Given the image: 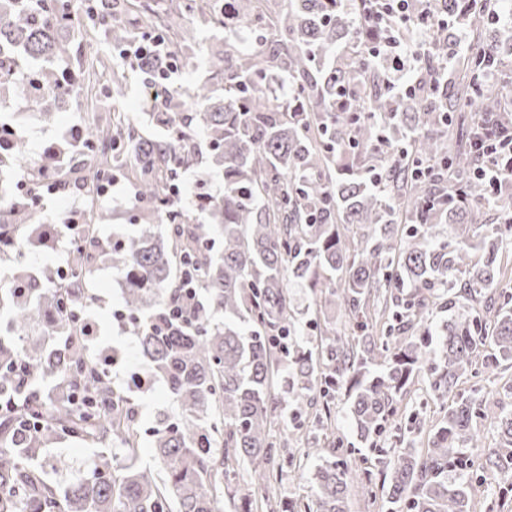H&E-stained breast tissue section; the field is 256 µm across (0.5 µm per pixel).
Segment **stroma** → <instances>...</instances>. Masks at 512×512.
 Returning <instances> with one entry per match:
<instances>
[{
	"instance_id": "obj_1",
	"label": "stroma",
	"mask_w": 512,
	"mask_h": 512,
	"mask_svg": "<svg viewBox=\"0 0 512 512\" xmlns=\"http://www.w3.org/2000/svg\"><path fill=\"white\" fill-rule=\"evenodd\" d=\"M189 28L194 34L189 42L187 52L195 56V66L179 69L171 78L175 87H190L196 83L207 81L213 86L216 94H223L224 82L213 77L205 66L203 59L212 42L223 38L224 29L202 16H194ZM125 95L124 108L133 119L142 136H152L155 127L151 121V108L148 103L149 92L139 72L131 64H124ZM88 91L72 99L68 104L50 105L44 108L34 106L25 101L15 103L0 102V117L21 115L18 134L27 152L38 156L46 144L57 142L62 129L71 125L85 126L94 122L98 115L96 105L99 99L112 93V72L104 70L91 78L87 84ZM136 185L128 177H120L113 185L110 193L101 198L100 209L104 219L98 227L97 235L104 241L128 234L132 225L140 223L141 216L132 202ZM71 250L68 239H60L56 248L40 252L20 253L11 249L0 251V276L9 270L11 265L24 262L26 267L35 269L42 283H49L61 265H64ZM125 277L124 265L112 256H104L94 262L87 274L85 286L88 297L84 303V311L98 327V336L102 343L119 349L123 361L113 367L110 377L114 388H126L128 374L143 369L145 363L139 353L135 337L122 327L114 318L116 310L121 309L122 281ZM295 311V327L297 340L309 349H316L321 336L334 331L344 333L350 331L351 324L343 314L321 315L317 311V295L308 288L292 287L290 290ZM429 382L426 376H419L414 386L404 397L400 405V413L389 430H396L398 425L406 424L409 417H417L421 425H432L440 421L447 408L428 395ZM136 421L141 428H149L155 415L161 411L177 412L178 405L170 396L163 380H155L152 390L148 393H135L131 396ZM332 412L331 427L317 424L316 407L306 406L301 410L300 422L289 419L286 409L280 408L273 415L272 433L274 436L290 435V446L283 451L279 462L281 479L278 493L282 501L313 504L312 475L320 462L313 456L316 448L346 449L355 444L357 436L353 431L348 402L344 396H337L330 402Z\"/></svg>"
}]
</instances>
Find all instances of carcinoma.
<instances>
[{"label":"carcinoma","mask_w":512,"mask_h":512,"mask_svg":"<svg viewBox=\"0 0 512 512\" xmlns=\"http://www.w3.org/2000/svg\"><path fill=\"white\" fill-rule=\"evenodd\" d=\"M366 0H288L279 12L263 0H234L238 21L254 29L255 47L231 36L208 52L206 64L224 79L217 100L205 83L164 94L154 113L158 133L144 138L121 110L122 87L112 80V135L97 124L82 141L136 173L134 206L163 225L139 224L124 239L102 242L85 235L71 252L68 279L49 288L48 307L6 299L0 308L19 341L0 336V395L14 397L21 413L42 420L37 440L11 419H0V512H223L224 489L240 469L271 462L289 440L276 441L275 394L288 385V404L301 408L343 390L359 441L377 448L390 418L414 379L428 375L431 395L448 403L429 432L425 453L410 448L383 467L382 491L391 512H473L475 472L512 494V408L499 406L494 446L475 465L471 448L478 425L489 419L480 387L457 391L461 379L497 375L512 361V294L498 291L504 253H512V194L492 199L472 172L486 163L476 148L480 126L509 124L508 109L486 81L493 71L506 82L504 53L512 54V26L487 20L489 12H512V0H434L448 16L424 55L402 75L415 86L405 94L389 80L369 49L389 29L403 42L414 33L396 17L365 12ZM127 0H44L31 13L26 3L0 9V86L14 85L33 105L64 103L80 81H63L53 69L28 77V61L65 62L86 21L101 27L112 48L124 50L131 36ZM140 36L165 30L170 51L137 64L146 79L186 66L182 21L197 12L224 24L221 0H138ZM496 28L488 43L483 32ZM285 75L292 101L267 96ZM221 168L224 191L198 180L195 206L204 224L171 199L182 171L199 163L196 134ZM0 224V243L26 227ZM356 226L347 244L340 226ZM224 247L213 254L215 237ZM124 258L125 327L138 339L148 372L161 377L178 413L160 412L151 437L161 470L140 459L138 433L127 421V398L84 345L64 343L47 353L37 337L24 335L32 322L57 323L75 336L71 308L84 300V275L98 253ZM196 272L201 310L174 319L169 305L181 294L187 270ZM319 292V308L341 309L359 336H332L314 353L293 341L290 284ZM382 303L381 334L366 332L370 303ZM431 303L448 308L432 327ZM473 303L485 315L470 311ZM224 314V323L213 322ZM436 359H431L433 337ZM23 358L26 380L7 370ZM85 386L100 391L98 407L69 404L64 395ZM64 435L98 449L63 489L47 478L41 462L50 439ZM251 482L263 489L277 479L272 467L253 466ZM351 482L347 462L331 451L314 474L316 509L288 505V512H347Z\"/></svg>","instance_id":"obj_1"}]
</instances>
